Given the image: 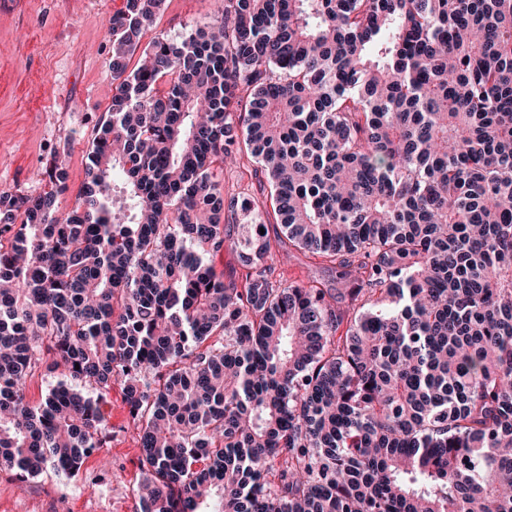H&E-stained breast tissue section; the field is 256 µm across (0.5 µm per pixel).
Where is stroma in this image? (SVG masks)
<instances>
[{"mask_svg":"<svg viewBox=\"0 0 512 512\" xmlns=\"http://www.w3.org/2000/svg\"><path fill=\"white\" fill-rule=\"evenodd\" d=\"M120 0H0V190L39 193V174L63 162L69 210L85 180V157L115 85L107 26ZM217 0H165L154 33L182 39L210 20ZM283 283L339 288L334 265L299 251L278 252ZM108 447L71 479L47 471L19 480L0 471V512H138L142 449L121 383L101 402Z\"/></svg>","mask_w":512,"mask_h":512,"instance_id":"obj_1","label":"stroma"}]
</instances>
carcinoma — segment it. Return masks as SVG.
<instances>
[{
	"label": "carcinoma",
	"mask_w": 512,
	"mask_h": 512,
	"mask_svg": "<svg viewBox=\"0 0 512 512\" xmlns=\"http://www.w3.org/2000/svg\"><path fill=\"white\" fill-rule=\"evenodd\" d=\"M164 2L108 20L73 207L56 161L0 191V471L77 475L119 381L147 512H512V0H220L142 42ZM244 152L346 308L273 279ZM254 168L256 164L251 158L244 156L240 164L232 168H224L223 175H220L221 183L224 186L225 194H233L245 191L251 195L257 203L266 201L267 191L262 193L259 188L258 178L255 177ZM231 239L235 237L234 226L230 225ZM230 242H227L224 250L210 257L207 262L218 275L224 276V282L233 281L241 288L244 284V272L238 264L237 256ZM51 362L52 356H45L43 364L27 382L26 401L31 406L40 404L53 387L60 381L66 380L61 369L54 370L49 368Z\"/></svg>",
	"instance_id": "1"
}]
</instances>
